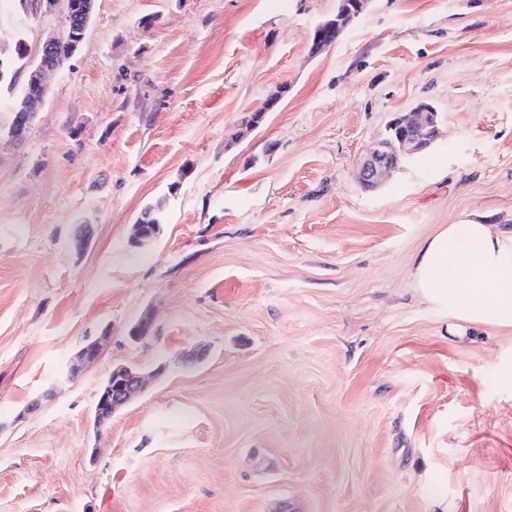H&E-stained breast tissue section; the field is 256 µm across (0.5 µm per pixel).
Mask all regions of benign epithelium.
<instances>
[{
    "mask_svg": "<svg viewBox=\"0 0 512 512\" xmlns=\"http://www.w3.org/2000/svg\"><path fill=\"white\" fill-rule=\"evenodd\" d=\"M60 4L64 7L66 22H71L75 15L80 17V25L73 30L72 40L69 41L67 48L68 54L71 55L84 41L88 24L94 13L95 0H19L20 10L31 16L51 11ZM59 41L58 36L46 38L34 51V60L23 67L27 72L25 83L38 90L41 100L48 92L45 76L59 70L57 65ZM433 112L435 109L432 106L420 104L410 115L397 118L393 126L400 132L401 148L398 156L390 158L383 153L380 145L370 147L359 164L358 180L368 187H373L379 184L391 170L398 167L399 158L410 156L429 147L435 139V136L426 132L428 120L432 119ZM33 118L34 112L19 111L12 136L14 141L19 142L27 137ZM152 329H154L152 317L145 313L132 326V339L139 341L152 334ZM100 352L101 343L98 341L84 346L78 352L77 360L66 367L67 377L77 376L80 372L79 363L97 359ZM143 387L144 378L141 372L128 366L116 367L112 369L98 391V404L115 413L132 402L141 393Z\"/></svg>",
    "mask_w": 512,
    "mask_h": 512,
    "instance_id": "1",
    "label": "benign epithelium"
}]
</instances>
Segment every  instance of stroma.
<instances>
[{
	"mask_svg": "<svg viewBox=\"0 0 512 512\" xmlns=\"http://www.w3.org/2000/svg\"><path fill=\"white\" fill-rule=\"evenodd\" d=\"M336 5L96 0L23 143L0 87V512H512V326L410 280L442 225L512 229V0H368L312 53ZM63 30L0 5L2 48ZM422 103L436 140L364 188ZM160 206H148L144 208L138 217L134 235H133V244L139 248H148L156 241L158 237V231L155 230L151 233H146L141 229L139 224H155L156 227L160 230ZM144 378L142 373L128 366L113 368L106 380L102 383L97 400L101 408L112 409V413L103 409L98 414V407H94V422L104 425L112 415L132 402L143 390Z\"/></svg>",
	"mask_w": 512,
	"mask_h": 512,
	"instance_id": "1",
	"label": "stroma"
}]
</instances>
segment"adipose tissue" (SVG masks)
Instances as JSON below:
<instances>
[{"instance_id":"1","label":"adipose tissue","mask_w":512,"mask_h":512,"mask_svg":"<svg viewBox=\"0 0 512 512\" xmlns=\"http://www.w3.org/2000/svg\"><path fill=\"white\" fill-rule=\"evenodd\" d=\"M411 278L425 300L463 322L512 326V230L445 225L424 244Z\"/></svg>"}]
</instances>
